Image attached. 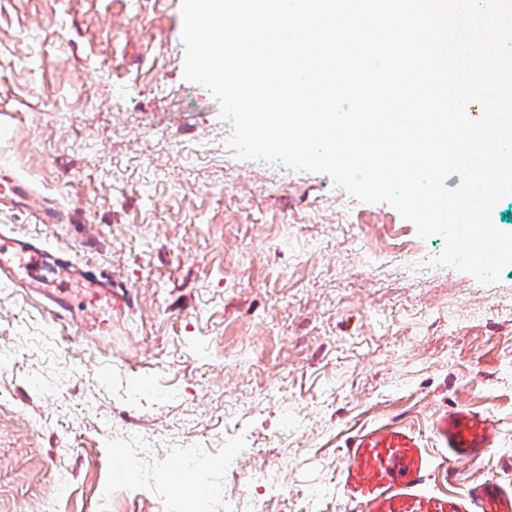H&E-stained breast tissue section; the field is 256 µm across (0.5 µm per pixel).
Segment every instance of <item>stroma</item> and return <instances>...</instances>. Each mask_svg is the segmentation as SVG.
Masks as SVG:
<instances>
[{
    "instance_id": "35a3bbf8",
    "label": "stroma",
    "mask_w": 512,
    "mask_h": 512,
    "mask_svg": "<svg viewBox=\"0 0 512 512\" xmlns=\"http://www.w3.org/2000/svg\"><path fill=\"white\" fill-rule=\"evenodd\" d=\"M181 5L0 0V186L30 195L0 229L112 280L80 323L0 285V512H342L348 437L402 418L439 473L456 407L496 424L461 485L512 487V266H429L443 236L391 206L235 158ZM177 452L211 464L167 473Z\"/></svg>"
}]
</instances>
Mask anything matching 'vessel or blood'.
I'll list each match as a JSON object with an SVG mask.
<instances>
[{"label": "vessel or blood", "mask_w": 512, "mask_h": 512, "mask_svg": "<svg viewBox=\"0 0 512 512\" xmlns=\"http://www.w3.org/2000/svg\"><path fill=\"white\" fill-rule=\"evenodd\" d=\"M56 273L66 288L108 296L110 278L28 236H0V282L36 291ZM496 428L484 415L461 408L439 415L433 434L451 461L475 457L492 447ZM432 460L422 438L391 420L351 435L336 483L343 512H512V491L487 481L451 494L431 482Z\"/></svg>", "instance_id": "1"}]
</instances>
